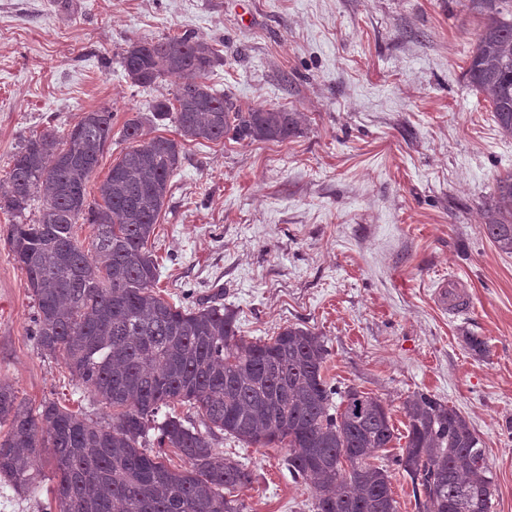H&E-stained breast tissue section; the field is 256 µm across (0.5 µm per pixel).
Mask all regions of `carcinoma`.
I'll return each mask as SVG.
<instances>
[{"instance_id": "1", "label": "carcinoma", "mask_w": 512, "mask_h": 512, "mask_svg": "<svg viewBox=\"0 0 512 512\" xmlns=\"http://www.w3.org/2000/svg\"><path fill=\"white\" fill-rule=\"evenodd\" d=\"M481 26L464 71L512 137V0H468ZM218 50L190 32L128 43L120 63L137 85L165 75L181 82L152 119L174 120L185 141L282 142L300 113L244 109L207 83ZM143 120L123 127L129 146L91 201L87 183L112 144V112L83 114L76 133L31 135L0 181V211L22 217L42 199L33 224L10 225L5 243L26 271L34 336L108 407L101 423L45 402L35 413L0 385V481L25 491L39 449H53L55 505L44 512H247L234 495L251 482L244 464L213 448L216 431L240 442L286 449L288 472L313 490L314 512H398L388 468L371 462L395 438L391 409L324 377L328 350L312 330L288 325L268 339L239 334L222 294L190 306L153 291L159 266L147 244L165 205L182 144L143 137ZM78 192L81 203L71 202ZM483 230L512 254V172L501 175L483 211ZM77 224L96 230L78 244ZM187 405L204 429L171 410ZM168 409L158 420L162 409ZM406 444L390 460L411 481L423 512H490L495 476L482 441L455 408L415 391L401 404ZM174 448L186 462L163 461Z\"/></svg>"}]
</instances>
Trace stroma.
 Returning <instances> with one entry per match:
<instances>
[{"label": "stroma", "mask_w": 512, "mask_h": 512, "mask_svg": "<svg viewBox=\"0 0 512 512\" xmlns=\"http://www.w3.org/2000/svg\"><path fill=\"white\" fill-rule=\"evenodd\" d=\"M193 31L223 62L209 77L243 107L300 113L282 142H188L155 230V285L192 304L215 291L249 339L297 324L322 336L332 385L379 397L404 446L402 401L424 391L459 410L496 476L491 512H512V254L482 213L512 171V137L463 73L479 32L467 0H0V180L30 135L112 112V145L89 194L125 151V122L149 116L177 77L144 88L129 39ZM0 212V383L30 407L52 401L103 422L112 411L33 334L35 304ZM467 285L459 312L434 293ZM485 343L473 351L469 337ZM252 472L247 512H313L282 448L221 435ZM0 512H40L56 461L41 449Z\"/></svg>", "instance_id": "stroma-1"}]
</instances>
